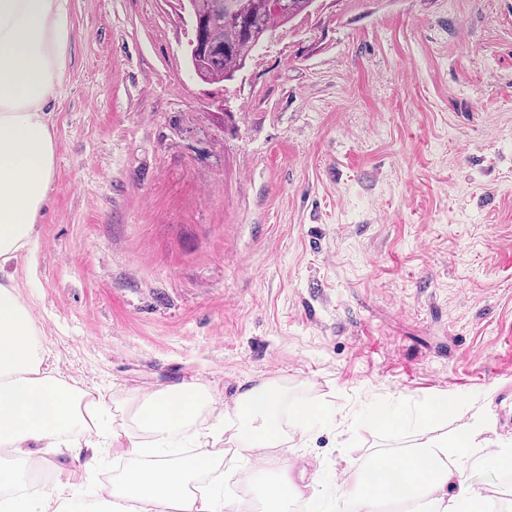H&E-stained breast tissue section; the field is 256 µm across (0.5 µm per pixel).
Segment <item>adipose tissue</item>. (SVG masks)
Here are the masks:
<instances>
[{"mask_svg": "<svg viewBox=\"0 0 512 512\" xmlns=\"http://www.w3.org/2000/svg\"><path fill=\"white\" fill-rule=\"evenodd\" d=\"M72 38L68 0H0V270L31 242L52 187L57 144L47 104L66 77ZM37 332L15 288L0 279V512H226L220 491L200 482L221 466L213 453L218 431L195 423L214 401L206 389L186 383L135 396L141 435L129 436L112 428L103 395L78 408L77 389L59 378ZM282 399L272 380L239 395L249 447L281 446ZM458 407L442 394L406 414H373L369 422L377 427L412 424L430 434L402 452L373 451L355 491L340 486L337 496H349L352 512H378L386 500L411 512H489L488 499L469 489L461 460L476 448V467L511 471L512 448L485 447L475 425L452 438L434 433L433 425ZM112 447L127 465L96 492L81 479H32L35 452L65 449L83 459L85 451ZM249 479L267 512H288L303 495L285 464L271 478L253 468Z\"/></svg>", "mask_w": 512, "mask_h": 512, "instance_id": "obj_1", "label": "adipose tissue"}]
</instances>
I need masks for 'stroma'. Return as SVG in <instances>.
<instances>
[{"label": "stroma", "instance_id": "obj_1", "mask_svg": "<svg viewBox=\"0 0 512 512\" xmlns=\"http://www.w3.org/2000/svg\"><path fill=\"white\" fill-rule=\"evenodd\" d=\"M69 8L53 185L4 270L59 377L128 432L133 396L199 384L223 427L276 380L322 408L303 487L412 447L366 417L442 393L438 432L512 444V0H315L212 84L180 0ZM471 481L512 512V474Z\"/></svg>", "mask_w": 512, "mask_h": 512}]
</instances>
